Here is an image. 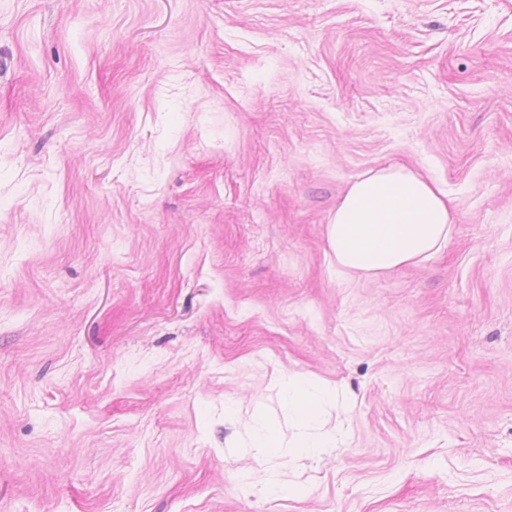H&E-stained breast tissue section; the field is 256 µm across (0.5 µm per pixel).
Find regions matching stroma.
<instances>
[{
  "mask_svg": "<svg viewBox=\"0 0 512 512\" xmlns=\"http://www.w3.org/2000/svg\"><path fill=\"white\" fill-rule=\"evenodd\" d=\"M388 166L452 237L342 273ZM280 373L348 404L302 496ZM0 512H512V0H0ZM450 199L413 170L389 166L353 180L327 226L345 273L377 275L440 253L451 238ZM280 399L288 411V422L294 437L285 442L279 424L262 414L251 423L249 448H256L267 466L249 481L253 489L271 494L304 495L308 487L301 483H283L276 469L278 460L314 458L324 448H340L349 435L342 428H327L323 420L325 408L339 403L335 386L317 383L303 376L283 374L278 380Z\"/></svg>",
  "mask_w": 512,
  "mask_h": 512,
  "instance_id": "stroma-1",
  "label": "stroma"
}]
</instances>
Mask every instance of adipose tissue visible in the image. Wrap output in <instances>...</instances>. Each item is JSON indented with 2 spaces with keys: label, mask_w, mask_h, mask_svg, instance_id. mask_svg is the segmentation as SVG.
<instances>
[{
  "label": "adipose tissue",
  "mask_w": 512,
  "mask_h": 512,
  "mask_svg": "<svg viewBox=\"0 0 512 512\" xmlns=\"http://www.w3.org/2000/svg\"><path fill=\"white\" fill-rule=\"evenodd\" d=\"M452 230L447 194L418 172L389 166L350 183L327 226V244L344 272L377 275L430 259L447 246ZM279 395L294 437L284 440L275 420L254 416L250 445L266 466L249 484L271 494L299 496L306 494V485L283 483L277 461L317 457L324 449L346 445L349 435L326 427L323 420L326 407L339 402L336 387L285 374L279 378Z\"/></svg>",
  "instance_id": "ef3b65f1"
}]
</instances>
